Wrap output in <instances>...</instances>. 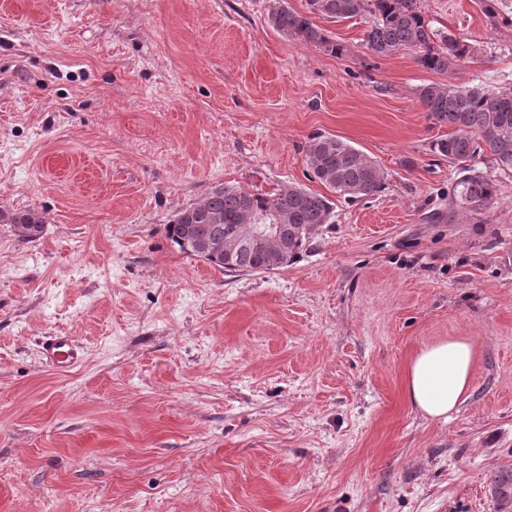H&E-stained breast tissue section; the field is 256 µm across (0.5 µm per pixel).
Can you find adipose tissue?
<instances>
[{
	"label": "adipose tissue",
	"mask_w": 512,
	"mask_h": 512,
	"mask_svg": "<svg viewBox=\"0 0 512 512\" xmlns=\"http://www.w3.org/2000/svg\"><path fill=\"white\" fill-rule=\"evenodd\" d=\"M475 359L476 349L465 338L442 340L418 350L405 376L411 405L425 417L448 420L470 390Z\"/></svg>",
	"instance_id": "ef3b65f1"
}]
</instances>
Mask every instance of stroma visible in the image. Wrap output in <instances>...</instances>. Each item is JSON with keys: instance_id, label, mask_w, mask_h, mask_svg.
<instances>
[{"instance_id": "1", "label": "stroma", "mask_w": 512, "mask_h": 512, "mask_svg": "<svg viewBox=\"0 0 512 512\" xmlns=\"http://www.w3.org/2000/svg\"><path fill=\"white\" fill-rule=\"evenodd\" d=\"M275 0H0V512H512V171L454 205L448 126L418 90L512 92V0H418L469 39L452 73L377 58L368 17L280 35ZM378 164L274 272L181 253L165 226L212 186L311 180L313 138ZM82 353L42 357L50 336ZM471 340L445 422L404 391L412 356ZM278 5L270 10L268 21L272 27L285 37L301 43L312 44L333 55H343L347 48L336 43L309 16L290 10L284 0L276 1ZM0 223L13 224L15 234L23 241H34L44 232L45 221L34 210L0 209Z\"/></svg>"}]
</instances>
